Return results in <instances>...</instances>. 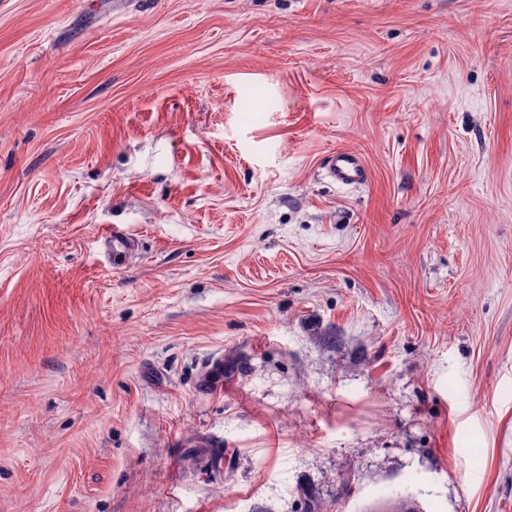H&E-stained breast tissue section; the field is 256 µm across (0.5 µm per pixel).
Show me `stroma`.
Instances as JSON below:
<instances>
[{"label":"stroma","instance_id":"obj_1","mask_svg":"<svg viewBox=\"0 0 512 512\" xmlns=\"http://www.w3.org/2000/svg\"><path fill=\"white\" fill-rule=\"evenodd\" d=\"M396 494L512 512V0H0V512ZM326 171L341 186H357L368 180V168L361 156L351 150H337L327 156ZM101 245L112 262V267L119 268L123 266L129 257L139 245V239L136 235L130 233L124 228L114 226L112 231L101 236Z\"/></svg>","mask_w":512,"mask_h":512}]
</instances>
